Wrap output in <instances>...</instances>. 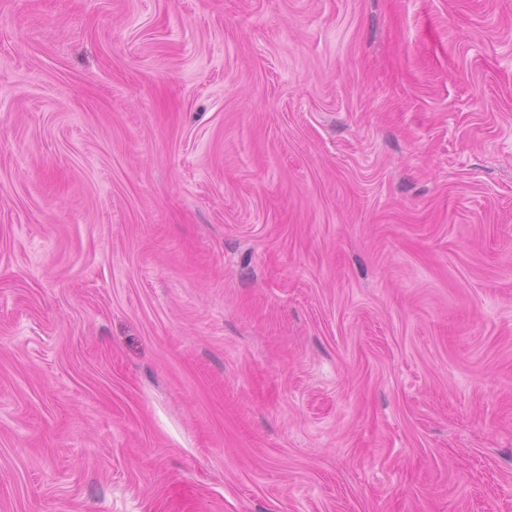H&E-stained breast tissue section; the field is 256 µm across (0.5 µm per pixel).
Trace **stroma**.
Instances as JSON below:
<instances>
[{"mask_svg": "<svg viewBox=\"0 0 512 512\" xmlns=\"http://www.w3.org/2000/svg\"><path fill=\"white\" fill-rule=\"evenodd\" d=\"M0 512H512V0H0Z\"/></svg>", "mask_w": 512, "mask_h": 512, "instance_id": "35a3bbf8", "label": "stroma"}]
</instances>
